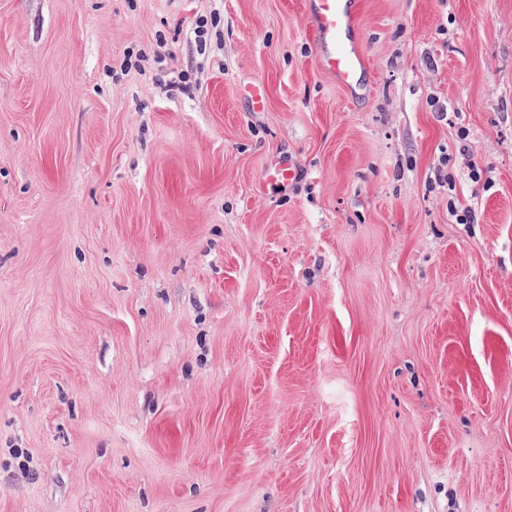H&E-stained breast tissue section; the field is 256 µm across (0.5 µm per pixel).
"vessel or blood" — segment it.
Masks as SVG:
<instances>
[{
    "instance_id": "b4317fda",
    "label": "vessel or blood",
    "mask_w": 512,
    "mask_h": 512,
    "mask_svg": "<svg viewBox=\"0 0 512 512\" xmlns=\"http://www.w3.org/2000/svg\"><path fill=\"white\" fill-rule=\"evenodd\" d=\"M358 0H307L306 18L313 33L315 55L321 72L352 98L364 96L369 71L363 40L356 22ZM298 176L292 163L270 158L260 190L275 196Z\"/></svg>"
}]
</instances>
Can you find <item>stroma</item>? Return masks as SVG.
Segmentation results:
<instances>
[{
    "label": "stroma",
    "mask_w": 512,
    "mask_h": 512,
    "mask_svg": "<svg viewBox=\"0 0 512 512\" xmlns=\"http://www.w3.org/2000/svg\"><path fill=\"white\" fill-rule=\"evenodd\" d=\"M305 2L0 0V512H512V0ZM357 8V0L306 1L320 70L353 99L364 96L369 71L356 22ZM297 176L298 171L292 163L272 157L264 168L260 191L270 197L278 195L292 184Z\"/></svg>",
    "instance_id": "1"
}]
</instances>
